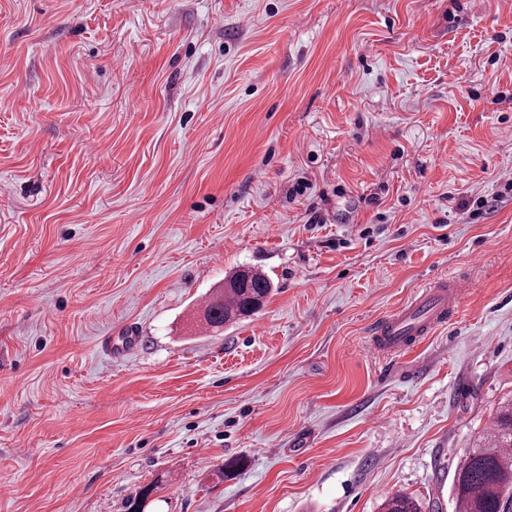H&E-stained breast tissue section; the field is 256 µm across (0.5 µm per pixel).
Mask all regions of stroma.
<instances>
[{
  "mask_svg": "<svg viewBox=\"0 0 512 512\" xmlns=\"http://www.w3.org/2000/svg\"><path fill=\"white\" fill-rule=\"evenodd\" d=\"M510 181L512 0H0V512H457L512 399ZM245 266L267 304L207 328ZM466 284L443 280L418 289L413 299L371 331V348L376 352H397L418 336L430 334L460 303ZM124 334L125 336H117L121 343H117L115 336H104L101 339L99 343L100 349L110 359H112V357L124 356L129 350L133 349L137 345L138 336H136L134 330L125 328ZM426 504L411 495L396 493L382 502V512H426Z\"/></svg>",
  "mask_w": 512,
  "mask_h": 512,
  "instance_id": "35a3bbf8",
  "label": "stroma"
}]
</instances>
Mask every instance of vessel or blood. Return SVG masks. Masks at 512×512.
I'll return each mask as SVG.
<instances>
[{
  "label": "vessel or blood",
  "instance_id": "obj_1",
  "mask_svg": "<svg viewBox=\"0 0 512 512\" xmlns=\"http://www.w3.org/2000/svg\"><path fill=\"white\" fill-rule=\"evenodd\" d=\"M465 291L466 285L460 280H443L418 289L410 302L373 328L371 348L377 352H396L411 338L430 334L458 306ZM137 342L134 330L128 328L122 338L103 337L99 346L112 358L124 356Z\"/></svg>",
  "mask_w": 512,
  "mask_h": 512
}]
</instances>
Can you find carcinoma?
I'll return each mask as SVG.
<instances>
[{
    "label": "carcinoma",
    "instance_id": "1",
    "mask_svg": "<svg viewBox=\"0 0 512 512\" xmlns=\"http://www.w3.org/2000/svg\"><path fill=\"white\" fill-rule=\"evenodd\" d=\"M272 288L264 272L237 270L224 291L204 305L206 325L220 330L260 312ZM453 493L462 512H512V401L499 408L493 424L465 451L454 472ZM381 512H426V504L396 493L382 502Z\"/></svg>",
    "mask_w": 512,
    "mask_h": 512
}]
</instances>
